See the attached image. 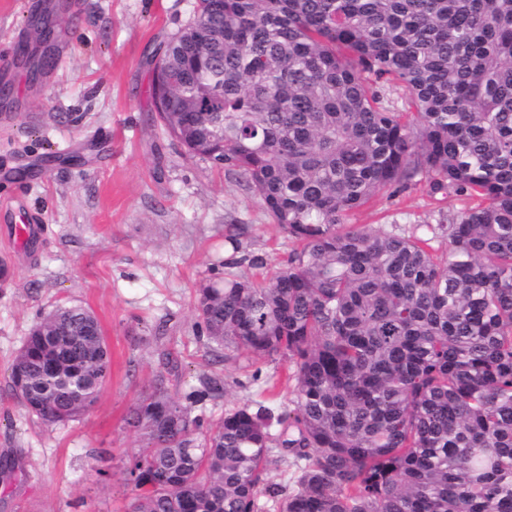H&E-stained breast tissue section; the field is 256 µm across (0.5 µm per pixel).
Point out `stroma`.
<instances>
[{"instance_id": "obj_1", "label": "stroma", "mask_w": 512, "mask_h": 512, "mask_svg": "<svg viewBox=\"0 0 512 512\" xmlns=\"http://www.w3.org/2000/svg\"><path fill=\"white\" fill-rule=\"evenodd\" d=\"M197 0H0V52L34 44L33 20L54 10L62 32L56 66L36 82L27 60L0 67L14 93L0 102V462L17 466L0 484V512H125L120 460L138 448L129 413L157 375L170 393L224 384L195 407L204 423L261 401L280 412L293 398L287 359L257 360L209 346L196 326L203 282L286 263L291 242L271 224L253 189L187 156L157 119L152 57L194 16ZM433 200L426 182L381 193L351 223H435L460 210ZM36 219L26 240L19 216ZM241 224L239 249L224 244ZM90 308L111 353L110 375L79 419L48 427L10 388V367L30 328L54 306ZM174 359L177 371L165 361Z\"/></svg>"}]
</instances>
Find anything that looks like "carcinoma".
<instances>
[{
  "label": "carcinoma",
  "instance_id": "1",
  "mask_svg": "<svg viewBox=\"0 0 512 512\" xmlns=\"http://www.w3.org/2000/svg\"><path fill=\"white\" fill-rule=\"evenodd\" d=\"M161 68L166 129L296 244L194 306L211 346L293 363L294 408L246 403L203 432L191 410L221 382L176 399L157 376L130 413L128 512H512V0H199ZM386 84L414 111L384 106ZM420 176L465 202L432 238L348 223ZM109 371L97 317L62 305L10 377L53 426ZM281 465L290 489L265 484Z\"/></svg>",
  "mask_w": 512,
  "mask_h": 512
}]
</instances>
